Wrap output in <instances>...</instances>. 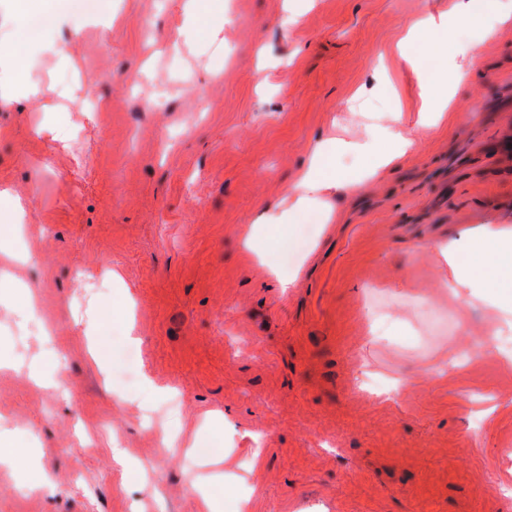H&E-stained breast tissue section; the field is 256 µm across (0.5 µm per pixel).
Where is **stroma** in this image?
<instances>
[{
  "label": "stroma",
  "mask_w": 512,
  "mask_h": 512,
  "mask_svg": "<svg viewBox=\"0 0 512 512\" xmlns=\"http://www.w3.org/2000/svg\"><path fill=\"white\" fill-rule=\"evenodd\" d=\"M223 2L218 41L172 55L183 0H95L89 13L43 0L52 21L28 72L67 89L65 108L0 88V189L27 203L17 244L32 254L15 274L55 325L71 394L0 372V426L54 478L18 495L0 469V512H198L192 484L213 473L223 512L241 500L244 512H512V364L488 353L433 370L438 352L484 337L489 310L444 296L448 268L421 249L512 226V23L475 41L483 67L454 119L338 202V222L314 210L272 235L260 263L243 233L317 138L362 133L350 105L378 59L388 101L415 120L420 88L398 44L448 0H310L291 27L286 0ZM162 82L167 110L141 111ZM86 283L136 303L134 345L96 311L106 381L72 313ZM146 375L174 401L117 404ZM174 406L184 435L221 456L169 448ZM219 414L218 441L206 419ZM116 445L144 477L120 479Z\"/></svg>",
  "instance_id": "stroma-1"
}]
</instances>
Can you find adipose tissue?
Here are the masks:
<instances>
[{"instance_id": "1", "label": "adipose tissue", "mask_w": 512, "mask_h": 512, "mask_svg": "<svg viewBox=\"0 0 512 512\" xmlns=\"http://www.w3.org/2000/svg\"><path fill=\"white\" fill-rule=\"evenodd\" d=\"M464 21L470 26L471 39H486L512 21V6L503 0H455L448 10L422 17L400 50L401 60L414 71L421 90L415 125L407 126L399 107L375 112L368 98L355 96L354 102L366 120L365 134L318 144L307 165L286 188L284 206L265 215L264 223H299L311 208L325 205L327 198L345 196L403 156L414 143L413 131H429L444 121L457 87L480 69L476 54L464 45L448 44L449 31L457 30ZM344 156L355 157L356 166L341 167L339 160ZM431 251L448 264L452 299L481 300L495 308L490 330H497L501 319L512 317V229L488 224L472 235L466 250L436 244Z\"/></svg>"}]
</instances>
